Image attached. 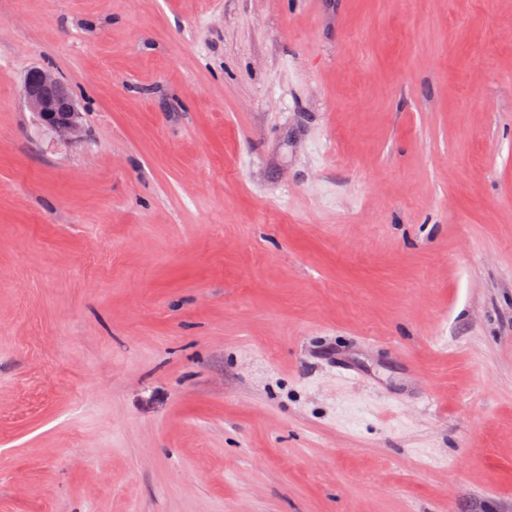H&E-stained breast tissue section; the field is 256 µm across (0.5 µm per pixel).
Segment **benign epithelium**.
Listing matches in <instances>:
<instances>
[{
  "label": "benign epithelium",
  "mask_w": 512,
  "mask_h": 512,
  "mask_svg": "<svg viewBox=\"0 0 512 512\" xmlns=\"http://www.w3.org/2000/svg\"><path fill=\"white\" fill-rule=\"evenodd\" d=\"M23 95L29 108L56 133L72 135L78 131L76 101L52 71L40 67L30 69L24 79Z\"/></svg>",
  "instance_id": "obj_1"
}]
</instances>
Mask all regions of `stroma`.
<instances>
[{
	"instance_id": "35a3bbf8",
	"label": "stroma",
	"mask_w": 512,
	"mask_h": 512,
	"mask_svg": "<svg viewBox=\"0 0 512 512\" xmlns=\"http://www.w3.org/2000/svg\"><path fill=\"white\" fill-rule=\"evenodd\" d=\"M0 512H512V0H0ZM23 95L29 108L56 133L72 135L78 131L80 113L76 101L52 71L40 67L30 69L24 79Z\"/></svg>"
}]
</instances>
